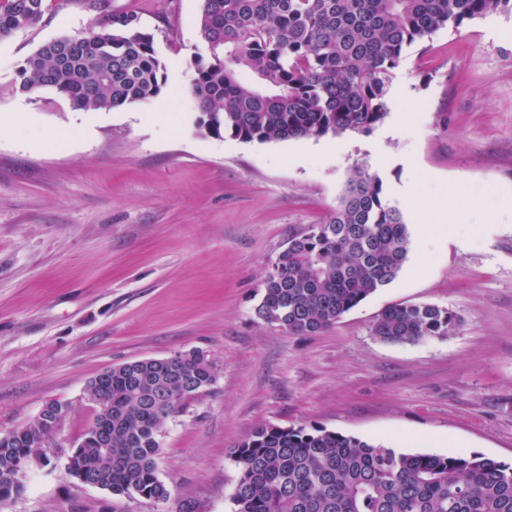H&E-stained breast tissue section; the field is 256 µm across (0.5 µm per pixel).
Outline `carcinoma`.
Returning <instances> with one entry per match:
<instances>
[{
	"instance_id": "carcinoma-1",
	"label": "carcinoma",
	"mask_w": 512,
	"mask_h": 512,
	"mask_svg": "<svg viewBox=\"0 0 512 512\" xmlns=\"http://www.w3.org/2000/svg\"><path fill=\"white\" fill-rule=\"evenodd\" d=\"M45 0H0V41L35 26ZM88 30L38 47L15 90H52L79 109L147 102L166 86L155 35L136 12L98 4ZM512 12V0H201L189 91L196 128L243 142L369 133L387 116L389 75L404 49L445 27ZM254 76L250 86L240 71ZM403 212L362 165L351 170L336 208L288 239L272 263L258 317L298 336L335 325L398 276L409 253ZM459 318L433 305L385 309L371 333L395 344L444 337ZM215 382L199 351L145 358L93 378L97 414L112 435L107 454L88 431L68 474L112 496L168 501L157 473L159 430ZM46 410L0 436V503L19 495L18 475L46 457L57 427ZM231 457L240 468L235 512H512V463L480 453L411 454L317 426H263Z\"/></svg>"
}]
</instances>
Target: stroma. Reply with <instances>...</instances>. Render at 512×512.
Listing matches in <instances>:
<instances>
[{
	"instance_id": "stroma-1",
	"label": "stroma",
	"mask_w": 512,
	"mask_h": 512,
	"mask_svg": "<svg viewBox=\"0 0 512 512\" xmlns=\"http://www.w3.org/2000/svg\"><path fill=\"white\" fill-rule=\"evenodd\" d=\"M41 22L0 41V435L47 402L68 409L47 459L0 512H233L230 457L262 426L317 425L407 453L512 462V13L444 28L406 48L388 115L371 133L242 142L200 134L189 97L201 0H109L157 37L167 83L149 102L73 107L13 89L40 45L83 31L87 0H46ZM380 175L409 227L387 287L327 331L261 320L262 282L288 237L322 223L355 164ZM445 188L461 219L419 264L411 174ZM397 303L457 314L448 336L371 334ZM198 350L216 381L158 440L167 503L113 496L67 473L93 425L87 385L105 368Z\"/></svg>"
}]
</instances>
